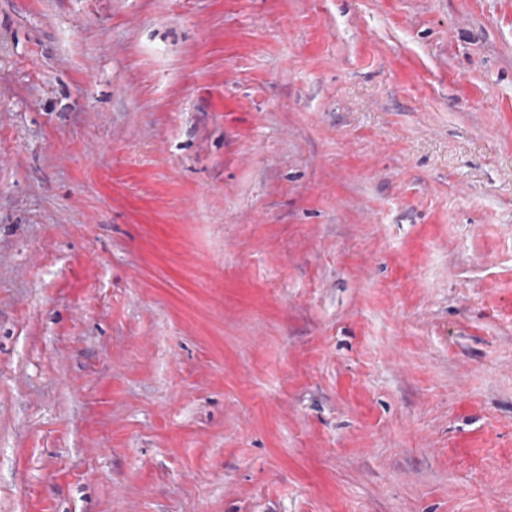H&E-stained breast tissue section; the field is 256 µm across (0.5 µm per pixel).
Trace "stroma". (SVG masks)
<instances>
[{
	"instance_id": "stroma-1",
	"label": "stroma",
	"mask_w": 512,
	"mask_h": 512,
	"mask_svg": "<svg viewBox=\"0 0 512 512\" xmlns=\"http://www.w3.org/2000/svg\"><path fill=\"white\" fill-rule=\"evenodd\" d=\"M0 512H512V0H0Z\"/></svg>"
}]
</instances>
